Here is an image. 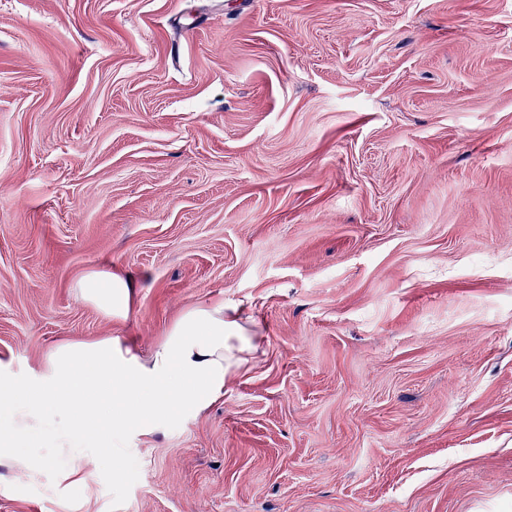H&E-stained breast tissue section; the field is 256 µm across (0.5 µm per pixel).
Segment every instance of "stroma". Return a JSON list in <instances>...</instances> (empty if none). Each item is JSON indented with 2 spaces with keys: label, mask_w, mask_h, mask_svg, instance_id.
<instances>
[{
  "label": "stroma",
  "mask_w": 512,
  "mask_h": 512,
  "mask_svg": "<svg viewBox=\"0 0 512 512\" xmlns=\"http://www.w3.org/2000/svg\"><path fill=\"white\" fill-rule=\"evenodd\" d=\"M0 85V369L218 296L255 345L0 512H512V0H0ZM76 297L115 324L125 323L143 288L120 266L90 271L73 284Z\"/></svg>",
  "instance_id": "35a3bbf8"
}]
</instances>
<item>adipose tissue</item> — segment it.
<instances>
[{"instance_id": "obj_1", "label": "adipose tissue", "mask_w": 512, "mask_h": 512, "mask_svg": "<svg viewBox=\"0 0 512 512\" xmlns=\"http://www.w3.org/2000/svg\"><path fill=\"white\" fill-rule=\"evenodd\" d=\"M76 297L115 324L125 323L141 282L115 266L90 271L73 284ZM240 308L214 299L185 309L148 356L118 336L65 340L47 353L28 376L0 371V461H13L18 475L55 469L59 485H79L85 472L112 455L114 436L150 437L174 412L190 417L224 395V381L254 349ZM30 449L18 454L21 432Z\"/></svg>"}]
</instances>
